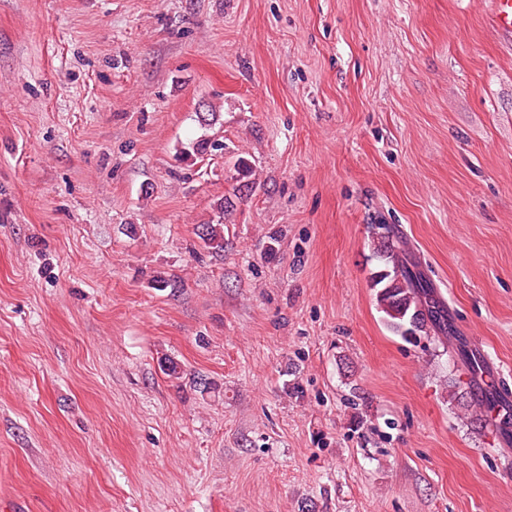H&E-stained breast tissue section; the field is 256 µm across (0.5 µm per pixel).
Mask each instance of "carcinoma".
I'll return each mask as SVG.
<instances>
[{
	"mask_svg": "<svg viewBox=\"0 0 512 512\" xmlns=\"http://www.w3.org/2000/svg\"><path fill=\"white\" fill-rule=\"evenodd\" d=\"M376 253L383 268L371 277L379 312L387 328L409 342L420 333L431 332L434 339L448 347L456 340L448 306L440 297L432 280L420 270V262L399 230L391 224L378 226ZM198 237L203 246L215 254L224 252V224H201ZM463 409L471 422L486 423L485 408L501 402L500 393L492 388H480L479 393H465Z\"/></svg>",
	"mask_w": 512,
	"mask_h": 512,
	"instance_id": "obj_1",
	"label": "carcinoma"
}]
</instances>
